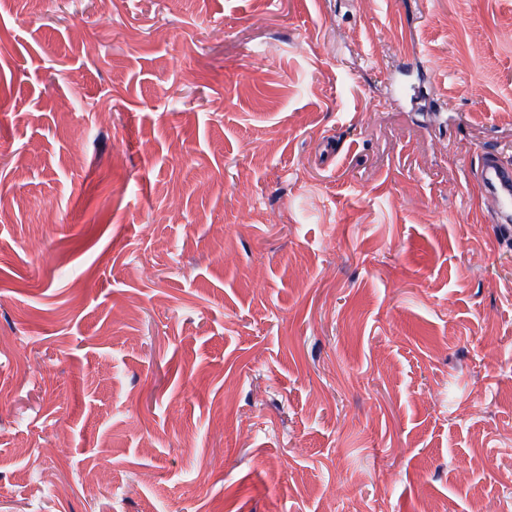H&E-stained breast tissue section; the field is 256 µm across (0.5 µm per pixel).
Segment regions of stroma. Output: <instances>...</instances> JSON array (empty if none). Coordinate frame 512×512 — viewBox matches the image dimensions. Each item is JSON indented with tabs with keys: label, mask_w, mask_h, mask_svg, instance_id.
Returning a JSON list of instances; mask_svg holds the SVG:
<instances>
[{
	"label": "stroma",
	"mask_w": 512,
	"mask_h": 512,
	"mask_svg": "<svg viewBox=\"0 0 512 512\" xmlns=\"http://www.w3.org/2000/svg\"><path fill=\"white\" fill-rule=\"evenodd\" d=\"M492 151L512 0H0V512H512Z\"/></svg>",
	"instance_id": "35a3bbf8"
}]
</instances>
